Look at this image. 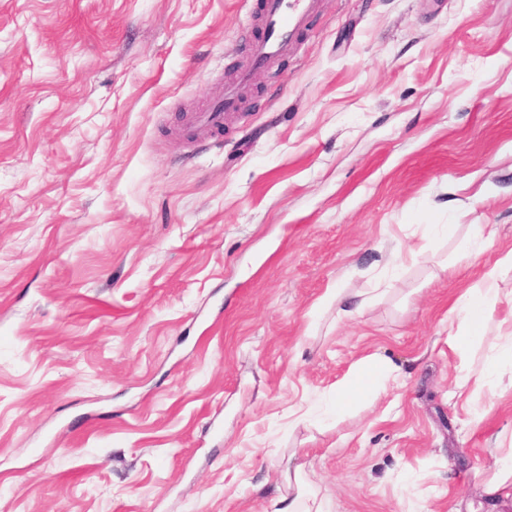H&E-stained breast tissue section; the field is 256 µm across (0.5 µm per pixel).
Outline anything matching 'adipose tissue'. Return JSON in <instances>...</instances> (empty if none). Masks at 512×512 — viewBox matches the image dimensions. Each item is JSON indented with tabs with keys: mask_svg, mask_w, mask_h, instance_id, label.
<instances>
[{
	"mask_svg": "<svg viewBox=\"0 0 512 512\" xmlns=\"http://www.w3.org/2000/svg\"><path fill=\"white\" fill-rule=\"evenodd\" d=\"M512 268V250L507 251L482 276L480 286L467 289L452 308L463 331L452 332L450 340L454 345L468 344L472 337L485 336L490 332V315L500 300L497 280L503 268ZM392 373L391 368L377 357L364 359L360 366L336 390V409L344 411L351 401L385 390V383Z\"/></svg>",
	"mask_w": 512,
	"mask_h": 512,
	"instance_id": "adipose-tissue-1",
	"label": "adipose tissue"
}]
</instances>
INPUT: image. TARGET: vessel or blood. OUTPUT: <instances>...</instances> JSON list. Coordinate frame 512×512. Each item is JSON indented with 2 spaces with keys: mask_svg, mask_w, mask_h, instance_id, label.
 <instances>
[{
  "mask_svg": "<svg viewBox=\"0 0 512 512\" xmlns=\"http://www.w3.org/2000/svg\"><path fill=\"white\" fill-rule=\"evenodd\" d=\"M320 6V0H264L261 12L263 34L254 40L245 66L236 81L228 84L221 98L195 121L204 127L223 125L228 113L240 106V88L252 72L271 66L276 60L294 51L308 16Z\"/></svg>",
  "mask_w": 512,
  "mask_h": 512,
  "instance_id": "vessel-or-blood-1",
  "label": "vessel or blood"
}]
</instances>
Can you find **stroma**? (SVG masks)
<instances>
[{
	"label": "stroma",
	"mask_w": 512,
	"mask_h": 512,
	"mask_svg": "<svg viewBox=\"0 0 512 512\" xmlns=\"http://www.w3.org/2000/svg\"><path fill=\"white\" fill-rule=\"evenodd\" d=\"M261 6L0 0V512H512V0H323L187 137ZM506 267L512 268V250L507 251L494 266L484 272L480 286L467 289L457 299L450 312L464 325L465 331L450 332V340L454 345H466L474 336H488L491 311L500 301L497 280L500 271ZM323 301L324 304L327 306L332 305L336 301L337 317H352L365 306L367 300L361 299L360 301L355 302L351 307V304L345 301V297L343 296V289L336 288V291L332 290L331 292H329L323 298ZM392 369L377 357L364 359L360 366L336 389V412L342 413L351 401L385 392V381Z\"/></svg>",
	"instance_id": "1"
}]
</instances>
